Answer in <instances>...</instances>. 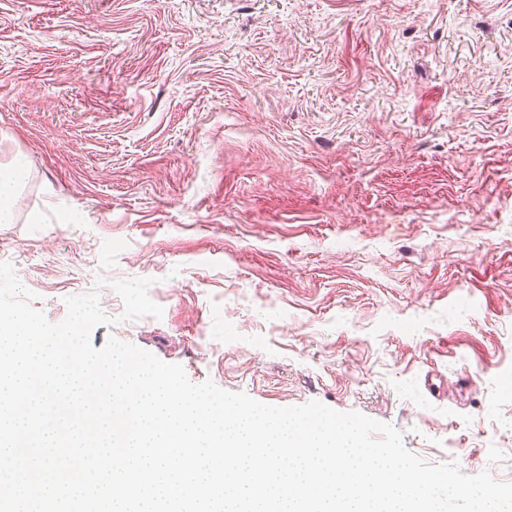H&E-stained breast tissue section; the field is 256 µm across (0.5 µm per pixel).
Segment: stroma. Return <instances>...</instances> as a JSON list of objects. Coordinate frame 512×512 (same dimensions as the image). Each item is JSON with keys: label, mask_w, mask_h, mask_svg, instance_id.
<instances>
[{"label": "stroma", "mask_w": 512, "mask_h": 512, "mask_svg": "<svg viewBox=\"0 0 512 512\" xmlns=\"http://www.w3.org/2000/svg\"><path fill=\"white\" fill-rule=\"evenodd\" d=\"M18 154L0 263L50 322L98 292L94 348L512 482V0H0Z\"/></svg>", "instance_id": "stroma-1"}]
</instances>
